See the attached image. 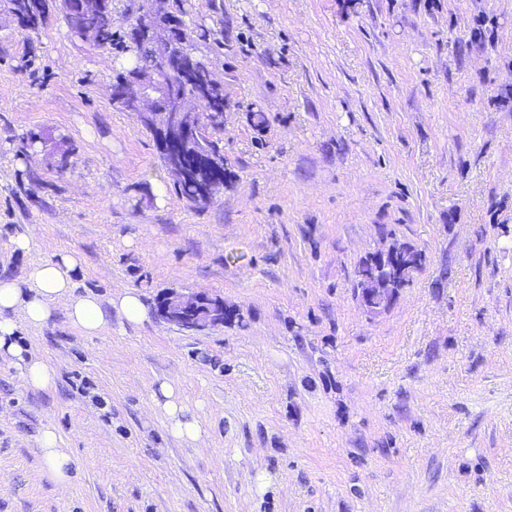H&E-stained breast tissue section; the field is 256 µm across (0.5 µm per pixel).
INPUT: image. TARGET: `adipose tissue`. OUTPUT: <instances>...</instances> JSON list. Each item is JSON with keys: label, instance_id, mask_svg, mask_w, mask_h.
<instances>
[{"label": "adipose tissue", "instance_id": "obj_1", "mask_svg": "<svg viewBox=\"0 0 512 512\" xmlns=\"http://www.w3.org/2000/svg\"><path fill=\"white\" fill-rule=\"evenodd\" d=\"M80 262L78 254L64 253L31 265L23 280L0 278V358L11 360L25 386L50 388L56 373L46 362L26 356L16 341L17 330L23 324H46L56 305H63L69 321L89 334L101 331L113 312L130 324H141L149 319L136 289L116 293L106 308L96 295L79 293L75 274ZM154 396L173 435L194 442L203 439L206 430L182 400L175 381L161 382ZM39 443L49 476L58 486H67L75 461L68 451L59 448L53 426L44 427Z\"/></svg>", "mask_w": 512, "mask_h": 512}]
</instances>
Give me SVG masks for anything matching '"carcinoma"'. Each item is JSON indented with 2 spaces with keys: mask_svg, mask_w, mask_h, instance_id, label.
<instances>
[{
  "mask_svg": "<svg viewBox=\"0 0 512 512\" xmlns=\"http://www.w3.org/2000/svg\"><path fill=\"white\" fill-rule=\"evenodd\" d=\"M187 0H170L171 16L167 21L172 36L183 42V48L190 52L193 62L195 79L200 83H215L211 77V62L200 51V45L210 40L212 30L196 24L189 18L185 8ZM3 10L13 19L16 26L23 32L31 34L39 32L47 23L50 15L58 10L56 0H4ZM67 34L74 40L92 48L117 51L121 62L116 69L115 81L119 82L130 73H157L167 76L165 63L155 54L153 46L148 42L130 44L131 29L119 31L114 29L112 0H72L71 9L61 11ZM224 94H214L205 103V120L208 129L207 145L201 147L197 142H182L169 150V153L182 155L189 166H199L205 171L207 181L214 190L224 186L226 168L224 154L213 135L224 132L223 120ZM53 141L50 134L28 130L15 137V155L28 160L34 154L44 151L47 143ZM55 142V141H53ZM66 142L60 137L55 145ZM199 188L198 182L192 178L178 177L173 183V192L193 204Z\"/></svg>",
  "mask_w": 512,
  "mask_h": 512,
  "instance_id": "obj_1",
  "label": "carcinoma"
}]
</instances>
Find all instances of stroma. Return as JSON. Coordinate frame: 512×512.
<instances>
[{"label":"stroma","instance_id":"1","mask_svg":"<svg viewBox=\"0 0 512 512\" xmlns=\"http://www.w3.org/2000/svg\"><path fill=\"white\" fill-rule=\"evenodd\" d=\"M188 8L218 32L231 173L202 209L113 106L114 52L0 12V278L75 252L101 302L204 292L236 313L21 326L56 381L0 360V512H512V0ZM31 129L67 135L72 169L18 159ZM385 229L426 261L372 316L356 270ZM163 379L205 443L153 409ZM48 425L76 461L63 491ZM39 443L49 476L61 488L66 487L75 460L68 451L58 447L57 434L53 426L44 427L39 437Z\"/></svg>","mask_w":512,"mask_h":512}]
</instances>
